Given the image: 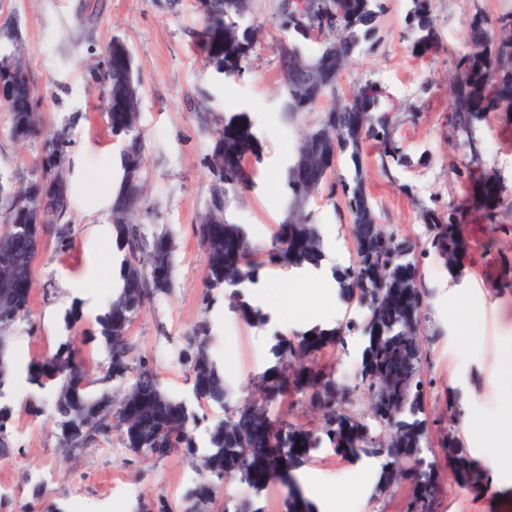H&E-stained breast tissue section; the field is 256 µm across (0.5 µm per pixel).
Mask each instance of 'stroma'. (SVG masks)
<instances>
[{
	"mask_svg": "<svg viewBox=\"0 0 512 512\" xmlns=\"http://www.w3.org/2000/svg\"><path fill=\"white\" fill-rule=\"evenodd\" d=\"M379 2L374 33L360 42L342 71L335 96L322 97L289 123L282 118L279 93L277 48L288 40L275 23L280 0H256L252 17L262 26L260 42L243 75L233 78L205 62L198 0H0V32L14 27L21 34L23 66L38 98L42 130L40 137L16 142L9 134V115L0 109V178L14 182L30 176L46 140L60 132L73 151L85 143L117 147L103 87L89 68L103 62L113 38L125 41L132 52L143 99L146 196L139 222L148 235L169 231L175 271L170 292L139 313L129 338L135 360L148 362L165 391L197 413L190 426L196 444L191 455L147 458L125 448L116 431L68 451L59 445L50 392L27 382L9 387L0 406L12 411L13 448L0 458V512H140L145 504L153 512H188L209 429L224 416L217 405L198 407L192 395L186 351L193 329L202 322L210 326L211 354L224 373L228 402L258 398L253 382L274 364L277 340L306 331L308 308L319 302L322 286L333 283L331 268L347 267L354 257L345 199L323 191L308 205L325 241L321 279L300 291L288 271L268 273L259 282L291 295L289 309L265 303L270 322L250 327L225 307L223 293L205 300L206 256L196 227L213 186L203 164L210 146L208 125L228 112H244L255 121L261 160L253 186L231 196L227 217L264 245L285 219L286 171L300 132L318 124L334 98L366 83L382 89L379 109L391 113L394 138L410 163L382 164L377 144L367 140L358 159L338 156L330 180L349 181L362 173L381 224L418 244L421 252L425 306L419 337L426 354L424 375L432 381L425 396L432 421L427 458L440 480L434 512H512V475L489 472L491 491L483 496L461 489L439 447L442 432L435 424L448 394L458 393L461 410L453 431L468 457L482 461L499 433L497 419L483 411L512 395V366H505L498 348L502 334L512 333V211L501 209L491 222L473 206L482 175L495 179L503 198L512 200V115L492 112L475 122L473 135L482 152L471 166L470 181L456 174L466 150L448 125L449 80L457 61L472 51L473 18L512 15V0H430L434 24L427 40L411 21L415 0ZM427 209L456 215L457 262L465 269L461 279L449 275L428 243ZM67 219L69 248L59 247L53 225L42 233V250L31 270V319L11 332L14 370L24 373L30 356L54 353L69 342L80 351L97 392L108 357L98 324L103 309L79 302L64 282L85 263V224H103L110 216L71 211ZM363 342L355 335L346 346H327L317 362L347 388L348 412L365 420L369 398L357 379ZM378 471L377 461L345 460L323 445L310 452L298 479L307 495L320 491L336 498L343 512H403L408 482L379 491ZM351 472L360 473L358 485L346 483ZM286 495L278 483L257 494L239 478H228L211 510L248 501L261 512H283Z\"/></svg>",
	"mask_w": 512,
	"mask_h": 512,
	"instance_id": "35a3bbf8",
	"label": "stroma"
}]
</instances>
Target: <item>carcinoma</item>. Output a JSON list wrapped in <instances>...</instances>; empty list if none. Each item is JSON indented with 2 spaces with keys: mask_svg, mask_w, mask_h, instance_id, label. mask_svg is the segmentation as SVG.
<instances>
[{
  "mask_svg": "<svg viewBox=\"0 0 512 512\" xmlns=\"http://www.w3.org/2000/svg\"><path fill=\"white\" fill-rule=\"evenodd\" d=\"M199 2L206 63L226 77L241 75L259 43V30L250 32L242 25V16L253 12L254 0ZM376 17V0H308L307 17L301 22L295 10L289 8V0H281L276 16L279 27L294 31L304 40L312 35L325 37L320 54L312 60L297 44L278 48L283 116L288 122L335 91L354 50L374 29ZM412 20L420 31L431 33L433 17L427 0H416ZM5 40L6 44L0 46V82L10 86V93L3 108L9 112L10 136L24 142L40 133L35 92L18 54L19 34L12 32ZM470 40L474 51L460 59L451 79L454 104L449 116L453 129L466 134L473 121L486 112H512V19L477 18L471 24ZM294 60L303 62L311 73L305 85L290 79ZM98 77L103 83L112 134L123 140L121 181L112 204V231L116 244L127 250L128 256L120 269L122 288L100 319L101 334L108 347L103 380L117 381L123 388L91 395L85 361L69 343L52 354L30 357L26 364L28 381L39 389L52 391L63 448H85L117 429L125 447L146 457L162 459L180 451L191 454L195 443L189 427L196 414L165 392L146 363H132L129 328L144 307L172 288L174 251L171 247L163 249L164 244L172 243L167 231L148 237L136 215H130L127 221L122 219L130 207L140 208L144 203L133 198L131 184L134 176L140 185H145L140 112H128L123 107L130 75L105 67L98 71ZM379 96L372 85L361 86L350 97L336 99L317 125L301 132L300 139L311 138L317 151L319 184L312 188L297 174L300 149H295L286 181L287 217L268 245L253 242L241 225L230 222L225 214L228 194L252 186L253 170L248 160H259L258 139L247 113H224V122L211 133L204 164L214 188L209 208L196 228L207 261L205 288L208 292L224 290V302L245 324H265L269 315L244 299L236 287L246 282L258 283L267 269H316L321 265L323 240L307 205L326 185L339 155L349 151L352 158H357L363 140L372 138L381 146L382 162L408 163L393 138L391 119L376 114ZM66 144L62 133L46 142L32 177L27 180L15 184L0 180V393L9 385V332L31 317V291L21 286L31 283V268L42 247L43 226L57 225L56 236L62 244L70 238L69 225L60 223L68 211L67 190H59L54 181L63 165ZM340 185L352 220L349 234L356 259L345 269L333 271L332 276L343 300L355 301L366 309L363 324L349 321L334 327L316 325L299 336L278 340V362L256 381L261 402L236 405L226 403L224 373L211 357L207 323L194 328L188 354L192 390L196 399L224 407V419L211 427L208 453L201 459L206 480L190 494L196 503L215 497L226 478L237 477L257 493L269 482L279 480L288 489L285 512H317L315 504L304 495L297 473L323 437L345 458H382L379 491L383 492L392 485L396 466L384 445L392 433L400 432L418 448V456L409 469L412 494L406 512H433L439 486L434 463L423 456L428 447L424 399L431 380L422 373L423 349L418 338L421 312L411 316L408 308L399 307L386 319L378 316V286L370 275L371 268L378 264L389 268L392 276L401 268H418L417 249L387 232L384 225L366 220L375 210L361 175H355L350 182L343 180ZM56 193L62 198L58 209L47 212L36 208L39 200ZM479 203L490 214L505 204L512 208V202H504L489 178L483 181ZM454 220L451 212L446 217L431 210L424 213L431 246L441 253L450 273L461 278L464 273L456 263L455 242L449 234ZM358 330L365 336L360 385L369 398H374L384 369L397 387L406 383L408 376H415L412 388L405 390L401 407L373 418L379 428L377 434L341 407L346 389L316 362L322 348L336 343L344 346L346 336ZM309 334L314 339H308ZM398 350L411 352V366L396 362ZM290 389L301 394L308 406L322 412L320 433L272 416L271 406ZM11 418L10 409L1 407L0 457L9 455L12 448ZM298 445L302 450H296ZM470 467L473 475L459 472V484L477 493L487 490L488 478L475 463Z\"/></svg>",
  "mask_w": 512,
  "mask_h": 512,
  "instance_id": "obj_1",
  "label": "carcinoma"
}]
</instances>
